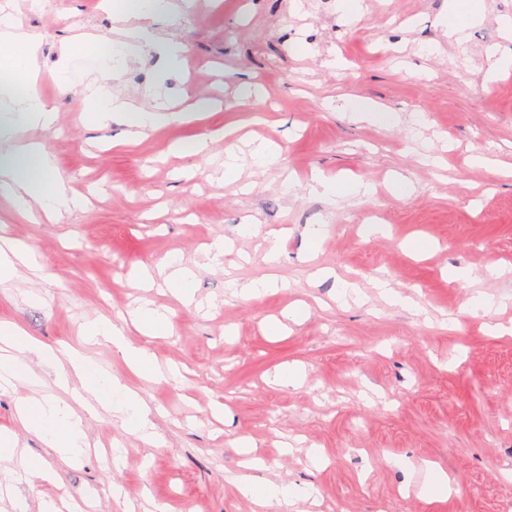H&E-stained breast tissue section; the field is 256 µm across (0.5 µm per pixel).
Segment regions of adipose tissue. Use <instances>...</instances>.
<instances>
[{
    "instance_id": "1",
    "label": "adipose tissue",
    "mask_w": 512,
    "mask_h": 512,
    "mask_svg": "<svg viewBox=\"0 0 512 512\" xmlns=\"http://www.w3.org/2000/svg\"><path fill=\"white\" fill-rule=\"evenodd\" d=\"M0 64L16 72L23 84L17 95L10 117L0 124V137L7 148L0 153V190L11 197L20 211L32 223L58 221L63 211L81 206V199L69 195L64 180L59 176L52 156L39 144L19 140L18 128L23 126L50 128L56 120L54 108L42 97L37 83L40 66L37 40L24 30L12 16L0 17ZM90 111L96 120L121 114L133 128H155L171 121L172 116L161 106L144 109L117 95L91 91L87 97ZM310 193L330 202L370 200L374 187L362 180L336 181L314 179ZM85 342L111 341L130 369L138 376L153 381L161 372L154 356L146 347H134L124 339L123 331L114 324L93 321L83 329ZM56 368L70 365L79 380L78 387H70L66 375H58L56 385L70 392L71 401H80L87 411L101 408L118 416L124 429L152 444L158 439L150 419L151 410L140 395L120 380L107 374L101 367L78 350L61 346L52 348L28 336L12 323H0V390H14L38 384L35 365ZM71 401L62 399L28 400L18 407V422L62 458L83 460L88 449L82 428V419L71 408ZM53 472L40 457L24 458L21 470L8 471L5 487L12 490L10 505L13 512H27L25 497L16 494L17 486L34 485L38 480L52 479ZM239 493L251 500L260 510L288 504L295 498L308 496V488L290 487L269 481L242 480Z\"/></svg>"
}]
</instances>
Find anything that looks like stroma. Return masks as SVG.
I'll use <instances>...</instances> for the list:
<instances>
[{"label": "stroma", "instance_id": "stroma-1", "mask_svg": "<svg viewBox=\"0 0 512 512\" xmlns=\"http://www.w3.org/2000/svg\"><path fill=\"white\" fill-rule=\"evenodd\" d=\"M170 14L143 18L151 43L125 40L116 17L127 0H0V15L39 37V86L57 112L53 128L23 136L56 158L69 193L87 208L34 224L0 195V238L29 245L41 268L0 286V321L46 345L67 343L139 391L161 442L145 445L117 418L76 413L92 450L71 464L20 431L18 396L0 393V429L18 434L21 455L43 456L58 479L21 486L29 512L43 498H71L82 512H258L232 482L243 475L236 441L265 467L253 479L312 485L315 502L292 512H512V71L485 76L493 51H512L499 25L512 0H485V18L462 40L439 25L448 0H362L344 21L339 0H174ZM187 17L171 23L172 14ZM87 35L101 50L66 55ZM186 48L178 67L160 52ZM112 52L102 90L150 108L186 112L197 99L217 105L201 122L145 130L126 144L121 119L92 120L86 86ZM340 57L342 68L325 62ZM248 76L258 94L241 98ZM350 98L395 113L397 123L353 121L336 109ZM424 113L425 125L411 121ZM206 155L173 143L228 125ZM269 140L279 163L257 166L252 140ZM239 179L224 180L227 153ZM494 160L475 168L472 155ZM438 155L442 167L427 164ZM295 174L298 184L285 179ZM372 182L367 202L330 205L306 188L312 178ZM413 193L398 197L394 178ZM327 232L317 251L308 234ZM377 235H367L369 225ZM280 235L277 266L265 260L268 233ZM224 238V265L207 245ZM411 240L427 251L408 250ZM179 255L195 274V299L142 289L133 265L163 270ZM454 268L468 282L450 280ZM276 278L260 297L232 296L229 280ZM411 296L416 308L385 302L377 280ZM358 300L340 301L344 284ZM171 322L143 336L131 322L141 300ZM302 307V320L288 311ZM108 319L126 341L152 351L175 381L135 378L111 342L85 343L83 326ZM282 322L280 333L269 330ZM502 325L506 334L491 333ZM304 371L295 387L274 384L277 369ZM322 452L321 464L307 456ZM446 472L450 491L424 488V464Z\"/></svg>", "mask_w": 512, "mask_h": 512}]
</instances>
